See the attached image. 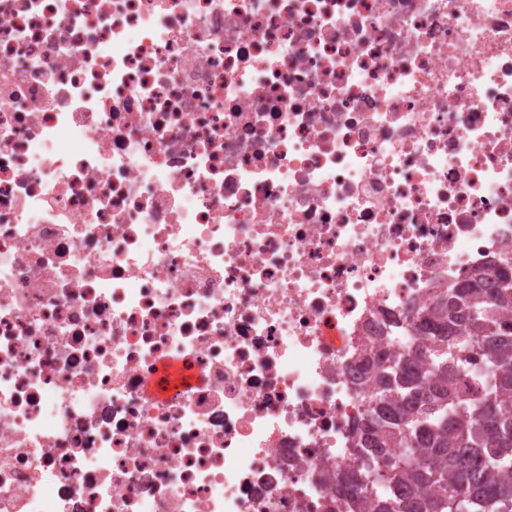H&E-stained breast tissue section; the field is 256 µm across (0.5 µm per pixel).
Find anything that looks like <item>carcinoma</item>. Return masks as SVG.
I'll return each mask as SVG.
<instances>
[{"label": "carcinoma", "mask_w": 512, "mask_h": 512, "mask_svg": "<svg viewBox=\"0 0 512 512\" xmlns=\"http://www.w3.org/2000/svg\"><path fill=\"white\" fill-rule=\"evenodd\" d=\"M511 311L509 252L436 290L413 324L428 345L381 366L354 430L361 468L336 485L370 512H512Z\"/></svg>", "instance_id": "cac0c4a2"}]
</instances>
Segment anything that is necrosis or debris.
<instances>
[{
  "mask_svg": "<svg viewBox=\"0 0 512 512\" xmlns=\"http://www.w3.org/2000/svg\"><path fill=\"white\" fill-rule=\"evenodd\" d=\"M507 249L512 0H0V512H348Z\"/></svg>",
  "mask_w": 512,
  "mask_h": 512,
  "instance_id": "necrosis-or-debris-1",
  "label": "necrosis or debris"
}]
</instances>
